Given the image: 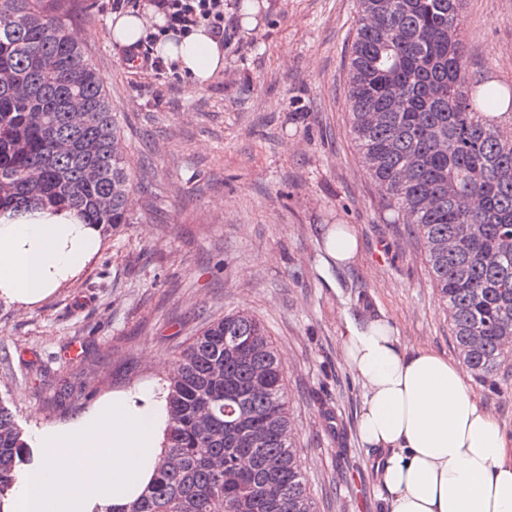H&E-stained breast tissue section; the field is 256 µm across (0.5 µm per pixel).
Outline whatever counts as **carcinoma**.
I'll use <instances>...</instances> for the list:
<instances>
[{"instance_id": "carcinoma-1", "label": "carcinoma", "mask_w": 512, "mask_h": 512, "mask_svg": "<svg viewBox=\"0 0 512 512\" xmlns=\"http://www.w3.org/2000/svg\"><path fill=\"white\" fill-rule=\"evenodd\" d=\"M464 0H358L346 101L387 204L419 239L463 362L486 379L512 358V86L469 74ZM0 208L133 223L123 130L85 49L41 0H0ZM84 101L72 120L68 95ZM39 170L37 183L28 180ZM162 462L127 512H318L301 463L286 369L258 319L209 321L166 378ZM27 445L0 402V500Z\"/></svg>"}]
</instances>
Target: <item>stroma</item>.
<instances>
[{"instance_id":"1","label":"stroma","mask_w":512,"mask_h":512,"mask_svg":"<svg viewBox=\"0 0 512 512\" xmlns=\"http://www.w3.org/2000/svg\"><path fill=\"white\" fill-rule=\"evenodd\" d=\"M121 116L148 222L104 234L100 259L44 304L0 302V399L24 430L73 419L101 395L163 385L208 321L253 313L286 367L303 470L319 512H384L360 443L361 385L340 352L342 314L388 318L403 345L456 357L412 225L359 158L346 108L357 0H224V74L202 88L126 64L112 0H57ZM470 73L512 84V0H466ZM352 225L358 259L329 262L321 233ZM512 432V363L471 378Z\"/></svg>"}]
</instances>
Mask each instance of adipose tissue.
I'll return each mask as SVG.
<instances>
[{"mask_svg":"<svg viewBox=\"0 0 512 512\" xmlns=\"http://www.w3.org/2000/svg\"><path fill=\"white\" fill-rule=\"evenodd\" d=\"M155 6L113 14L110 37L136 44ZM201 88L224 71V45L207 28L168 32L154 46ZM103 250L99 225L46 207L0 212V301L31 309L69 287ZM341 352L361 384L357 432L377 451L386 512H512V434L485 407L460 362L429 346L409 349L385 319L347 323ZM169 413L152 385L102 395L71 421L41 427L31 459L0 512H126L162 460Z\"/></svg>","mask_w":512,"mask_h":512,"instance_id":"obj_1","label":"adipose tissue"}]
</instances>
